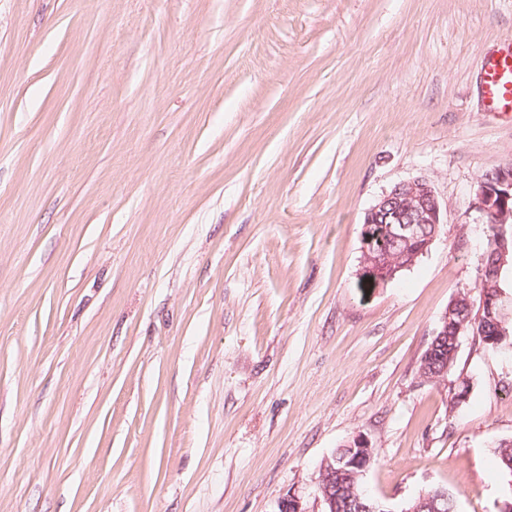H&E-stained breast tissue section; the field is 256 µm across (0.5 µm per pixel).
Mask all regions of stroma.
Returning <instances> with one entry per match:
<instances>
[{"mask_svg": "<svg viewBox=\"0 0 512 512\" xmlns=\"http://www.w3.org/2000/svg\"><path fill=\"white\" fill-rule=\"evenodd\" d=\"M508 34L512 0H0V512H322L357 435L393 512H498L512 348L419 367L512 162ZM420 176L445 223L373 287L365 213ZM486 107L491 112L512 115V37L505 39L497 53L485 59L482 79ZM435 489V488H432ZM428 494H422L421 497L413 502V505H407L405 508L401 510V512H444L441 511V509L445 510L446 512H456V498L455 496L448 492V490L445 489H439L440 494H435L434 491ZM448 492V507L447 502H443L441 509L438 507V501H441L443 498L441 495H445L444 492ZM445 497H447L445 495Z\"/></svg>", "mask_w": 512, "mask_h": 512, "instance_id": "1", "label": "stroma"}]
</instances>
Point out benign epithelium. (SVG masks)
<instances>
[{
	"mask_svg": "<svg viewBox=\"0 0 512 512\" xmlns=\"http://www.w3.org/2000/svg\"><path fill=\"white\" fill-rule=\"evenodd\" d=\"M469 208L487 225L486 248L481 258L479 298L457 293L442 313L434 342L424 352L420 374L427 380L444 379L456 363L459 337L491 335L503 342L509 336L512 314L506 311L501 277L512 256V165L485 173L478 181ZM444 210L425 177L395 184L365 213L361 228L359 275L373 284H385L412 267L428 253L444 224ZM373 463V448L360 435L340 456L324 460L318 490L323 512H395L384 501L357 492L356 487ZM444 490L423 494L400 512H441Z\"/></svg>",
	"mask_w": 512,
	"mask_h": 512,
	"instance_id": "benign-epithelium-1",
	"label": "benign epithelium"
}]
</instances>
